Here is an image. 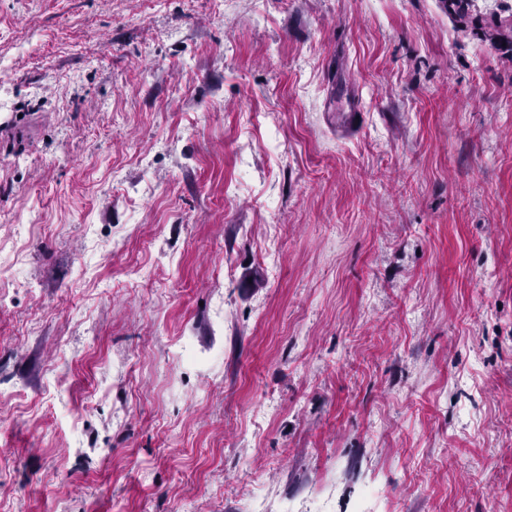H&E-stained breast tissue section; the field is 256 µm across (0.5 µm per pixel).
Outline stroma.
Segmentation results:
<instances>
[{"label":"stroma","mask_w":512,"mask_h":512,"mask_svg":"<svg viewBox=\"0 0 512 512\" xmlns=\"http://www.w3.org/2000/svg\"><path fill=\"white\" fill-rule=\"evenodd\" d=\"M0 60V512H512V0H0Z\"/></svg>","instance_id":"1"}]
</instances>
